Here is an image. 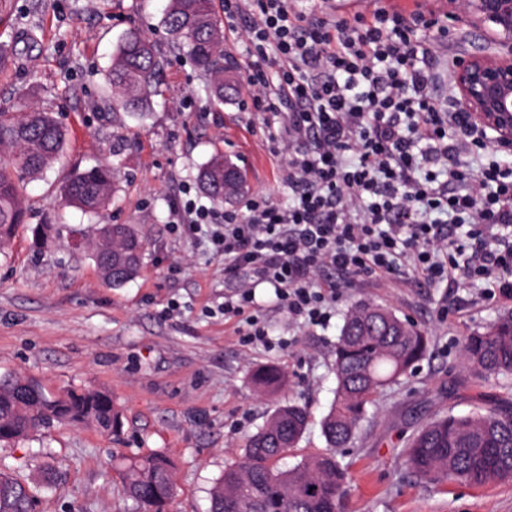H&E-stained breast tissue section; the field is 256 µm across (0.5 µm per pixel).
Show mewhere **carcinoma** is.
I'll return each instance as SVG.
<instances>
[{"label":"carcinoma","instance_id":"obj_1","mask_svg":"<svg viewBox=\"0 0 512 512\" xmlns=\"http://www.w3.org/2000/svg\"><path fill=\"white\" fill-rule=\"evenodd\" d=\"M162 25L169 51L188 58L208 78L210 104L220 110L225 90L233 88L234 66L224 61L214 0H169ZM167 65V54L155 44L137 32L125 33L107 74L112 122L121 127L127 117L143 121L149 116ZM65 145L66 132L52 113L24 102L12 112L0 110V252L25 222L27 183L52 168ZM198 181L218 203L246 189L241 170L221 153L202 166ZM115 188L114 167L97 164L69 175L60 193L66 205L96 213L110 204ZM110 238L111 251L93 249L88 256L97 266L112 260L108 285L119 288L138 274L144 242L128 224L112 225ZM428 347V336L393 309L370 301L353 303L332 349L336 395L321 424L326 449L281 467L306 432L309 415L295 400L280 404L236 460L224 467L210 489L208 512H343L346 475L337 450L353 442L377 393L410 376ZM461 349L478 375L512 376V313L465 336ZM252 381L267 396L287 385L285 373L275 365L257 368ZM77 424L111 433L121 427L122 413L105 390L51 391L29 375H0L1 444ZM402 456L409 473L425 483L482 486L512 480V403L439 415L410 437ZM112 465L121 474L129 512H169L177 484L176 464L168 454L117 451ZM34 498L33 488L0 460V512H27Z\"/></svg>","mask_w":512,"mask_h":512}]
</instances>
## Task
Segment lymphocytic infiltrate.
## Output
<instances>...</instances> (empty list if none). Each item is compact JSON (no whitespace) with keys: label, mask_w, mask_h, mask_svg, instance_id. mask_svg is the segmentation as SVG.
Wrapping results in <instances>:
<instances>
[{"label":"lymphocytic infiltrate","mask_w":512,"mask_h":512,"mask_svg":"<svg viewBox=\"0 0 512 512\" xmlns=\"http://www.w3.org/2000/svg\"><path fill=\"white\" fill-rule=\"evenodd\" d=\"M224 13L246 22L247 100L286 116L278 153L294 192L285 204L255 194L238 210L182 206L181 223L223 254L225 277L249 278L223 307L243 343L293 344L271 338L259 284L308 329L329 324L341 276L466 278L486 299L512 300V154L447 102L437 47L416 23L384 8L315 18L288 0H224Z\"/></svg>","instance_id":"lymphocytic-infiltrate-1"}]
</instances>
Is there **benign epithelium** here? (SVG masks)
Masks as SVG:
<instances>
[{
  "instance_id": "1",
  "label": "benign epithelium",
  "mask_w": 512,
  "mask_h": 512,
  "mask_svg": "<svg viewBox=\"0 0 512 512\" xmlns=\"http://www.w3.org/2000/svg\"><path fill=\"white\" fill-rule=\"evenodd\" d=\"M467 12L494 26L496 50L470 55L451 73L455 102L471 123L490 133L498 148L512 150V0H466Z\"/></svg>"
}]
</instances>
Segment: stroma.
I'll list each match as a JSON object with an SVG mask.
<instances>
[{"label": "stroma", "mask_w": 512, "mask_h": 512, "mask_svg": "<svg viewBox=\"0 0 512 512\" xmlns=\"http://www.w3.org/2000/svg\"><path fill=\"white\" fill-rule=\"evenodd\" d=\"M166 0H0V42L16 45L11 66L0 70V108L25 97L55 113L67 145L47 181L28 187L29 219L0 255V374L38 377L50 389L96 386L122 406L124 426L105 434L92 426L58 427L46 438L0 447V459L21 464V478L47 484L36 512H123L121 478L112 453L162 449L178 463L173 512H206L208 492L226 464L273 412L275 401L250 384L254 369L276 364L288 376L285 397L305 404L312 423L296 453L324 450L320 422L336 387L332 346L348 307L372 301L430 339L426 357L408 378L376 397L369 419L339 460L347 476V512H512V481L480 488L426 484L404 468L401 447L417 428L450 411L465 414L512 395V379L482 380L461 359V341L512 311V301H487L463 280L454 288L412 287L404 277L365 281L337 300L327 329H306L280 309L273 288L258 286L271 333L293 338L287 352L240 342L225 319V298L236 295L224 278V257L202 236L178 223L186 195H199V169L221 152L241 168L248 193L288 200L291 191L271 152L279 125L271 112L246 108L243 93L213 111L206 80L190 60H173L150 118L127 120L113 131L105 106L104 74L117 39L139 30L166 48L161 25ZM400 7L434 20L426 29L440 39V68L450 73L461 58L488 52L486 27L448 0H355L346 15ZM38 41H30V30ZM121 167L109 209L90 214L63 207L49 184L99 163ZM58 231L36 242L35 228ZM96 224H130L147 250L140 274L114 288L104 284L74 237ZM182 306L169 314L168 302Z\"/></svg>", "instance_id": "stroma-1"}]
</instances>
